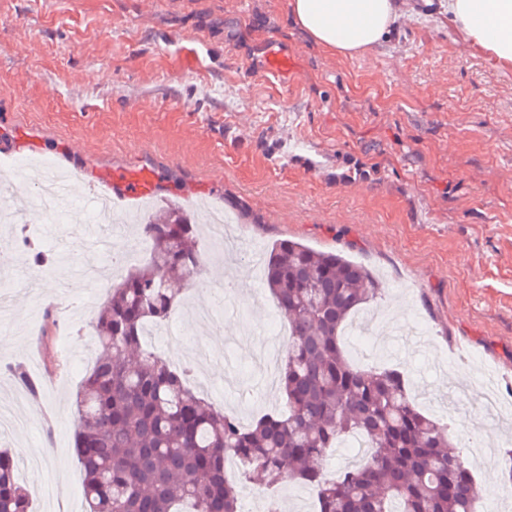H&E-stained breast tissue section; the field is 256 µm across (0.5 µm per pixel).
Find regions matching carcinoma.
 <instances>
[{"label": "carcinoma", "instance_id": "carcinoma-1", "mask_svg": "<svg viewBox=\"0 0 512 512\" xmlns=\"http://www.w3.org/2000/svg\"><path fill=\"white\" fill-rule=\"evenodd\" d=\"M138 230L149 257L100 306L98 350L76 397L84 512H240L238 480L252 477L316 488L317 512H477L475 480L448 425L419 409L400 372L346 356L341 332L382 291L367 267L288 239L272 248L265 284L290 328L283 407L244 426L143 343L146 325L177 309L175 281L206 268L199 224L170 204ZM9 372L39 396L23 366ZM348 437L366 440L369 456L332 476L330 450ZM229 460L243 468L236 479ZM15 469L0 450V512H32Z\"/></svg>", "mask_w": 512, "mask_h": 512}]
</instances>
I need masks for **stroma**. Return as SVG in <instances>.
Listing matches in <instances>:
<instances>
[{
    "instance_id": "obj_1",
    "label": "stroma",
    "mask_w": 512,
    "mask_h": 512,
    "mask_svg": "<svg viewBox=\"0 0 512 512\" xmlns=\"http://www.w3.org/2000/svg\"><path fill=\"white\" fill-rule=\"evenodd\" d=\"M269 47L288 59L283 79L265 72ZM0 143V171L43 159L97 186L145 172L160 199L203 201L235 220L237 262L191 281L169 320L180 344L146 338L177 364L204 350L210 401L253 418L281 408L250 358L272 344L276 319L252 259L299 241L381 279L389 323L347 325L348 356L404 371L421 409L475 427L477 447L462 451L475 482L503 472L512 425L457 387L490 373L512 405V68L465 42L444 0H396L387 39L352 58L317 46L288 0H0ZM134 208L119 203L104 226L41 218L33 240L75 275L70 244L110 234L127 256L119 276L149 254L124 230ZM19 232L0 218L16 318L0 331V407L24 422L20 434L0 427V446L16 456L34 512H81L75 401L106 293L88 290L58 328L62 364L47 370L43 312L60 293L24 289ZM232 279L235 293L213 308L212 291ZM15 364L41 380L38 400L23 398Z\"/></svg>"
}]
</instances>
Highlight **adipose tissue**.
Instances as JSON below:
<instances>
[{
	"label": "adipose tissue",
	"instance_id": "1",
	"mask_svg": "<svg viewBox=\"0 0 512 512\" xmlns=\"http://www.w3.org/2000/svg\"><path fill=\"white\" fill-rule=\"evenodd\" d=\"M293 20L322 49L352 56L381 43L394 0H288ZM448 21L473 46L512 67V0H448Z\"/></svg>",
	"mask_w": 512,
	"mask_h": 512
}]
</instances>
